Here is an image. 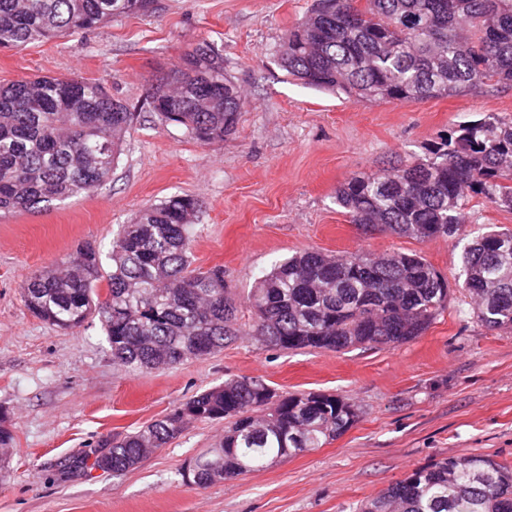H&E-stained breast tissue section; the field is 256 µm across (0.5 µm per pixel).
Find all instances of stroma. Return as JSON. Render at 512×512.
<instances>
[{
    "mask_svg": "<svg viewBox=\"0 0 512 512\" xmlns=\"http://www.w3.org/2000/svg\"><path fill=\"white\" fill-rule=\"evenodd\" d=\"M313 3L155 0L147 14L0 51V85L30 76L95 82L136 114L104 186L0 217V416L14 437L0 471V512H355L446 457L487 455L512 466V330L476 320L459 283L461 245L366 231L336 203L353 174L413 161L459 123L512 116V84L490 79L465 96L416 103H357L307 87L280 67L277 50ZM203 41L247 99L235 132L208 145L148 107L158 80L173 77ZM175 195L200 205L194 267H223L236 301L275 262L313 248L420 254L447 278L448 307L395 347L287 351L242 338L150 374L113 363L98 317L71 332L28 311L27 280L82 245L110 246L143 206ZM467 212L466 237L512 229V212L484 198H471ZM238 377L279 394L339 395L358 418L323 447L205 489L180 472L223 436L220 421L190 424L128 472L65 474L73 456Z\"/></svg>",
    "mask_w": 512,
    "mask_h": 512,
    "instance_id": "obj_1",
    "label": "stroma"
}]
</instances>
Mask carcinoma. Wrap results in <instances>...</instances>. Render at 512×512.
Returning <instances> with one entry per match:
<instances>
[{"label":"carcinoma","instance_id":"obj_1","mask_svg":"<svg viewBox=\"0 0 512 512\" xmlns=\"http://www.w3.org/2000/svg\"><path fill=\"white\" fill-rule=\"evenodd\" d=\"M318 0L283 38L281 67L303 84L364 102L466 95L495 78L512 84V0ZM153 0H0V48L91 31ZM172 93L148 102L166 123L210 144L232 134L246 99L224 57L198 44L183 57ZM135 118L100 85L48 76L0 87V214L32 211L109 180ZM512 211V117L468 121L424 157L354 175L336 190L353 224L419 241L456 238L468 198ZM198 202L173 196L140 209L108 252L83 245L71 270H44L23 288L27 308L63 330L99 315L112 361L152 372L210 356L242 336L284 350L344 352L422 335L447 309L448 281L423 256L319 250L295 254L258 279L238 304L224 268L192 267L189 226ZM464 288L491 331L512 329V230L483 233L462 251ZM107 283L105 298L96 291ZM189 421L222 420L224 437L194 460L195 485L236 479L307 449L356 421L335 394L277 395L253 378L228 379L163 419L79 454L81 469L124 473L177 438ZM358 512H512V468L482 456L443 458L414 470Z\"/></svg>","mask_w":512,"mask_h":512}]
</instances>
